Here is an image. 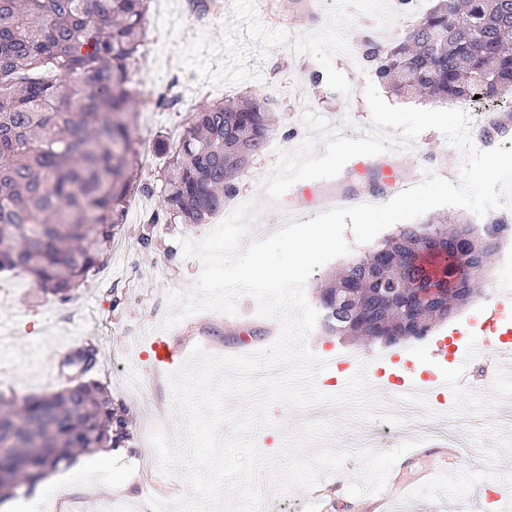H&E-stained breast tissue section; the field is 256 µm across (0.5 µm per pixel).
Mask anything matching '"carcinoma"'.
<instances>
[{"label":"carcinoma","mask_w":512,"mask_h":512,"mask_svg":"<svg viewBox=\"0 0 512 512\" xmlns=\"http://www.w3.org/2000/svg\"><path fill=\"white\" fill-rule=\"evenodd\" d=\"M145 0H0V269L23 272L36 295L66 301L104 264L125 215L127 169L138 154L131 125L145 44ZM383 84L444 104H481L512 89V0H440L396 43L364 52ZM274 132L268 98L200 105L166 153L165 205L150 224H203L238 192L237 176ZM504 221L478 228L436 218L409 227L349 264L319 297L324 326L394 346L427 335L479 291ZM472 239L464 261L454 251ZM435 253L445 284L412 309L407 288H430L418 251ZM70 360L71 378L41 396L0 395V503L27 496L76 448L93 454L129 438L112 396Z\"/></svg>","instance_id":"cac0c4a2"}]
</instances>
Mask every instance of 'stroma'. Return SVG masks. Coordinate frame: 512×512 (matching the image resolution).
<instances>
[{
	"label": "stroma",
	"instance_id": "1",
	"mask_svg": "<svg viewBox=\"0 0 512 512\" xmlns=\"http://www.w3.org/2000/svg\"><path fill=\"white\" fill-rule=\"evenodd\" d=\"M181 0H151L147 16L146 53L138 73L141 103L133 133L139 155L130 168L131 199L140 187L156 182L165 157L158 141L181 140L199 104L213 99H232L243 94L267 96L273 104L274 135L285 150L304 141L302 122L313 111L331 125L342 126L345 137L370 126V108L365 98L367 83L376 77L368 65L353 66L347 51L337 49L335 35L346 29L354 44L372 38L388 42L408 29L412 16L397 0H346L330 11L322 0H207L211 26L194 32L184 23L188 10ZM299 33L301 49L283 55L273 49L285 31ZM182 96L172 109L158 100L169 89ZM470 115L492 114L495 129L485 131L471 124L470 139L477 149L512 145V108L508 105L477 106L459 102ZM463 155L449 146L437 130L423 132L412 150L387 152L366 160L350 159L341 172L327 180H301L279 199H271L258 182L275 164L273 157L256 155L238 180V193L257 199L261 210L252 234L267 236L279 228L277 216L288 211L306 221L329 210L332 198L369 196L383 204L396 195L399 183L418 184L427 173L457 184ZM148 210L127 214L115 228L123 244L111 252L105 266L63 302L53 296L32 299L27 277L0 272V392L23 397L56 390L45 363L56 350H71L85 343L99 349L91 377L112 395L129 422L130 438L124 447L106 450L103 462L74 460L60 472L50 473L31 495L0 504V512H53L57 491L68 486L73 502L91 512H119L126 500L153 512L151 498L176 501L187 485L182 471L157 481V457L148 434L156 423H164L171 436H178L181 418L172 402L168 372L156 371L148 359L147 340L167 333L172 345L190 355L202 347L211 355H239V323H247L253 350L271 345L281 333L278 319L257 313L256 303L237 301L235 314L200 311L165 327L170 312L171 291H194L202 270L198 258L184 257L180 238L199 240L211 230L207 224H151ZM348 255L316 268L305 286L311 306H318L321 284L332 281L352 260L369 250L346 231ZM512 258V243L499 246L481 283L482 293L447 321L435 325V336L447 334L461 324L481 325L485 309L494 305V287L506 258ZM308 346L317 356L337 349L359 353L365 363L374 356L390 354L384 344L343 339L329 334L316 323ZM414 349V375L431 372L460 382L462 390L447 407V434L425 439L409 438L398 448H379L369 443L350 449L340 472L326 475L311 490L317 512H392L393 504L405 503L407 512H487L484 491L491 485L512 483V443L492 444L499 430L512 420L496 410L500 402L495 390L475 378L476 369L492 371L493 359L466 365L449 361L435 364L424 353L423 343L408 341ZM272 426L255 436L258 449L267 455L281 448L287 431L301 423L298 412L282 404L270 410Z\"/></svg>",
	"mask_w": 512,
	"mask_h": 512
}]
</instances>
